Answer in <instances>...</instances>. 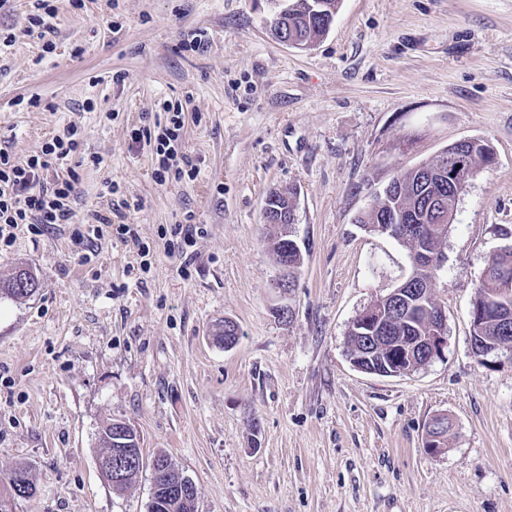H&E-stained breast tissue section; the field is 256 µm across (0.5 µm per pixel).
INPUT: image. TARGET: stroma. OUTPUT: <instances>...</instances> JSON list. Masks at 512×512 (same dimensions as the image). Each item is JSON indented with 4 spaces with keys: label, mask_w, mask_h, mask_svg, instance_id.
<instances>
[{
    "label": "stroma",
    "mask_w": 512,
    "mask_h": 512,
    "mask_svg": "<svg viewBox=\"0 0 512 512\" xmlns=\"http://www.w3.org/2000/svg\"><path fill=\"white\" fill-rule=\"evenodd\" d=\"M54 6L49 52L22 32L29 0L0 6L17 33L0 49V146L23 161L70 123L84 143L70 223L0 250V280L27 266L42 283L0 301V481L23 466L37 486L13 512H148L150 471L118 492L99 469L115 420L195 483L197 512H512V357L481 364L470 337L487 261L512 245V0H341L309 48L271 35L268 0ZM193 31L205 51L184 48ZM175 103L200 173L160 186L131 131ZM473 137L495 158L459 200L435 281L445 355L360 372L348 326L410 261L355 219L398 172ZM285 187L304 255L286 291L263 221ZM120 205L151 250L139 280L132 245L105 233L86 263L73 237ZM189 218L204 234L185 248L172 230ZM227 319L229 349L213 336ZM438 415L451 427L433 455Z\"/></svg>",
    "instance_id": "obj_1"
}]
</instances>
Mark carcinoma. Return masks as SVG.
Returning <instances> with one entry per match:
<instances>
[{
  "label": "carcinoma",
  "mask_w": 512,
  "mask_h": 512,
  "mask_svg": "<svg viewBox=\"0 0 512 512\" xmlns=\"http://www.w3.org/2000/svg\"><path fill=\"white\" fill-rule=\"evenodd\" d=\"M322 2L328 4V13L323 16L313 8V0H291L288 22L294 35L304 45L325 35L327 25L336 18L340 0ZM459 155L468 157L476 168L491 163L493 150L489 143L481 139L449 145L436 160L401 173L399 178L382 190L369 210L355 219V223L363 227L390 224L392 217L397 216L398 223L406 225L405 235L397 239L398 243L410 252L424 244L433 255L440 256L455 220L452 204L457 187L448 179V169ZM295 221L291 199L280 190L271 192L265 202L264 223L289 226ZM438 271V267L411 268L409 287L419 289V294L407 296L399 306L395 305L396 298L386 293L370 303L371 307L388 315L403 308V312L391 320L389 338L383 342L380 351L408 348L428 335V309L436 305L432 282ZM505 283L512 284V245L493 254L484 269L472 304L486 309L488 314L473 324L471 335L512 352V295L505 296L500 292ZM38 288L40 282L37 275L23 267L11 279L0 282V298L13 301L29 299L37 293ZM147 468L151 470L153 482L148 512H196L194 504H184L176 509L170 507L167 489L177 484L183 475L164 455H157L150 462L140 459L127 469L121 482L112 484V489L124 490ZM20 484L23 485V498L35 496L36 486L29 478L27 468L21 466L3 482L0 502L7 504L18 498L15 489Z\"/></svg>",
  "instance_id": "carcinoma-1"
}]
</instances>
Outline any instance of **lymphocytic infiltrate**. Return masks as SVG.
Returning a JSON list of instances; mask_svg holds the SVG:
<instances>
[{"instance_id":"obj_1","label":"lymphocytic infiltrate","mask_w":512,"mask_h":512,"mask_svg":"<svg viewBox=\"0 0 512 512\" xmlns=\"http://www.w3.org/2000/svg\"><path fill=\"white\" fill-rule=\"evenodd\" d=\"M185 110L174 105L167 125L154 134L146 128L133 129L134 142L156 140L159 156L153 179L163 185L183 178L194 179L200 170L183 149ZM81 153L76 125H67L62 133L53 135L40 152L24 162L14 161L9 147H0V245L14 242L18 227H26L35 236L44 235L56 225L68 223L71 204L76 193L74 178L48 179L50 169L68 165Z\"/></svg>"}]
</instances>
